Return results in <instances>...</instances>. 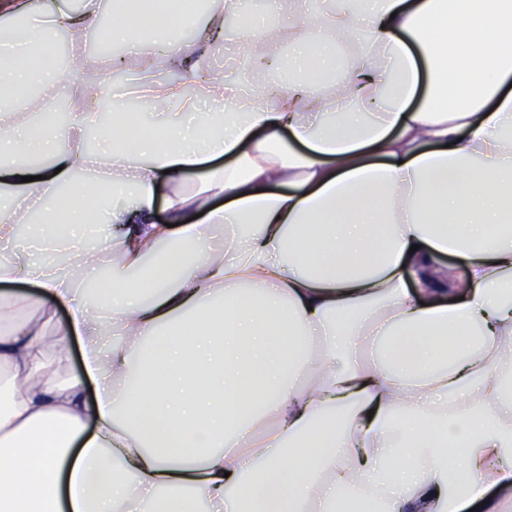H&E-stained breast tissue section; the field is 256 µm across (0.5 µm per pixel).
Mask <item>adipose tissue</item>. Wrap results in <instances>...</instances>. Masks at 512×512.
<instances>
[{"label":"adipose tissue","mask_w":512,"mask_h":512,"mask_svg":"<svg viewBox=\"0 0 512 512\" xmlns=\"http://www.w3.org/2000/svg\"><path fill=\"white\" fill-rule=\"evenodd\" d=\"M104 7L0 0V512H512V0H328L192 95L159 71L197 75L240 0H165L193 37L159 61L127 0L107 37L157 104L136 113L80 52ZM280 42L304 79L271 88ZM192 174L157 223L159 181Z\"/></svg>","instance_id":"obj_1"}]
</instances>
